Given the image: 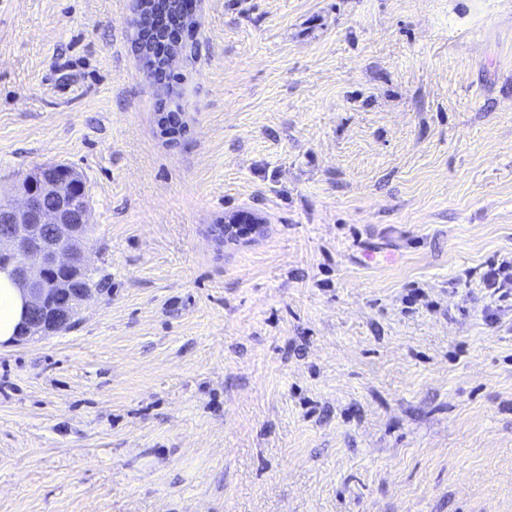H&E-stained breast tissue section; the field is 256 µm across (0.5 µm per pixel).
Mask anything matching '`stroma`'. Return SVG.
<instances>
[{
    "instance_id": "stroma-1",
    "label": "stroma",
    "mask_w": 512,
    "mask_h": 512,
    "mask_svg": "<svg viewBox=\"0 0 512 512\" xmlns=\"http://www.w3.org/2000/svg\"><path fill=\"white\" fill-rule=\"evenodd\" d=\"M191 2L173 102L131 0H0V196L79 173L96 281L0 344V512H512V0ZM221 221L222 219L211 226V235L213 236V239L222 246L227 243H233L241 239L243 236L251 235L260 227L259 224H252L256 223V220L250 224H241L240 219L235 216L225 217V224H221Z\"/></svg>"
}]
</instances>
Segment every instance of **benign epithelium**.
Instances as JSON below:
<instances>
[{"label": "benign epithelium", "instance_id": "7a95c632", "mask_svg": "<svg viewBox=\"0 0 512 512\" xmlns=\"http://www.w3.org/2000/svg\"><path fill=\"white\" fill-rule=\"evenodd\" d=\"M166 21L142 10L140 0H132L133 27L164 48L161 57L150 56L143 74L171 97L173 84L152 71L159 59L166 73L186 64L184 32L191 27L186 25L173 36ZM90 211L88 191L78 187L71 171L57 165L42 168L35 179H25L20 198H0V270H11L26 298V322L18 340L69 326L92 294L81 282L88 269L81 243L90 231ZM258 229L257 224L228 216L224 223L211 226V235L224 245Z\"/></svg>", "mask_w": 512, "mask_h": 512}]
</instances>
